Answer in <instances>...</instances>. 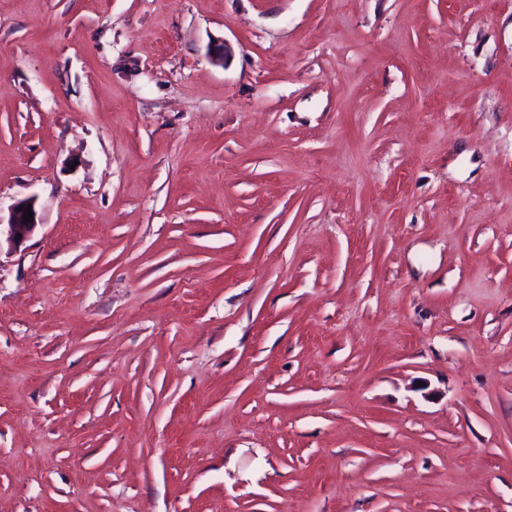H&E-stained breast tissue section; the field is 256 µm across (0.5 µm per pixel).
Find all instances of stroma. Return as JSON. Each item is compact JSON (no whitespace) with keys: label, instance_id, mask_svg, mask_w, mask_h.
I'll list each match as a JSON object with an SVG mask.
<instances>
[{"label":"stroma","instance_id":"1","mask_svg":"<svg viewBox=\"0 0 512 512\" xmlns=\"http://www.w3.org/2000/svg\"><path fill=\"white\" fill-rule=\"evenodd\" d=\"M27 197L0 512H512V0H0Z\"/></svg>","mask_w":512,"mask_h":512}]
</instances>
